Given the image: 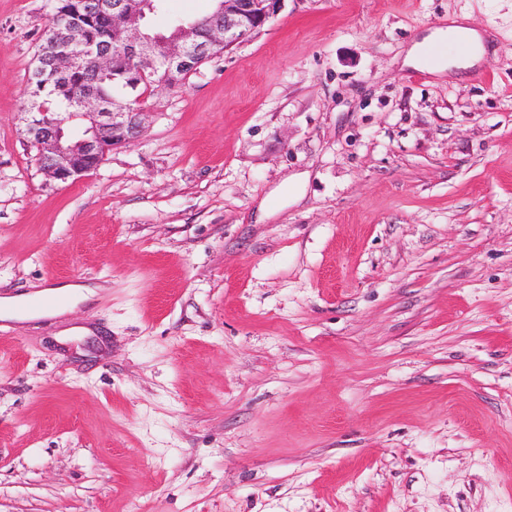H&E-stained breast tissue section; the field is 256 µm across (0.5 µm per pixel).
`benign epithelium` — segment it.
<instances>
[{"label":"benign epithelium","instance_id":"7a95c632","mask_svg":"<svg viewBox=\"0 0 512 512\" xmlns=\"http://www.w3.org/2000/svg\"><path fill=\"white\" fill-rule=\"evenodd\" d=\"M284 0H215L214 23L200 29L196 23L177 26L170 35L152 33L146 26V9L151 0H93L94 11L107 19L111 41L125 51L140 75H156L155 88L180 86V76L196 70L209 58L247 40L262 29L282 9ZM84 33L78 21L62 23L54 30V40L45 50V63L55 75L82 67L83 55L68 51L80 43ZM97 74L115 70L110 50L100 47L91 53ZM78 111L69 116L46 112L25 113V135L37 150V163L50 179L78 180L103 161L109 151L135 140L143 132L146 112L117 97L107 98L97 91L85 92L76 101ZM86 121L82 138L73 140L67 122Z\"/></svg>","mask_w":512,"mask_h":512}]
</instances>
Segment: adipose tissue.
Here are the masks:
<instances>
[{"mask_svg": "<svg viewBox=\"0 0 512 512\" xmlns=\"http://www.w3.org/2000/svg\"><path fill=\"white\" fill-rule=\"evenodd\" d=\"M458 39L465 40L469 45L470 62H478L485 52L484 39L478 32L464 26L463 19L459 16L451 18L447 25L435 28L421 41L415 42L408 50L407 61L411 65L427 68L436 78H445L452 65L443 49L449 42ZM45 293L54 297L56 303L52 307L38 311L26 309V300L22 297L0 299V318L23 323L37 318L56 317L77 303L94 298L97 288L89 284H63L48 287Z\"/></svg>", "mask_w": 512, "mask_h": 512, "instance_id": "1", "label": "adipose tissue"}]
</instances>
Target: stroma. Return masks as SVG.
<instances>
[{
	"mask_svg": "<svg viewBox=\"0 0 512 512\" xmlns=\"http://www.w3.org/2000/svg\"><path fill=\"white\" fill-rule=\"evenodd\" d=\"M0 0V512H512V0H285L74 182ZM487 38L440 80L407 49ZM466 15L455 16L449 20L448 25L435 28L421 41L415 42L408 50L407 62L414 66L426 67L429 73L439 79H444L446 74L452 69H464L475 62H478L485 52L484 39L476 31L464 26ZM459 36L464 39H460ZM463 40L471 50V55L464 62L455 61L448 63L446 50L429 59L426 52L430 46L443 47L448 46V41ZM33 288H42L34 293L37 295H49L58 299L54 306L38 311H32L25 308L26 298L24 297H5L0 300V316L4 320H13L19 323L27 322L39 318H51L62 315L71 307L79 302L89 301L97 295V289L102 288L99 285H74L63 284L59 286L44 287L43 285H33Z\"/></svg>",
	"mask_w": 512,
	"mask_h": 512,
	"instance_id": "obj_1",
	"label": "stroma"
}]
</instances>
